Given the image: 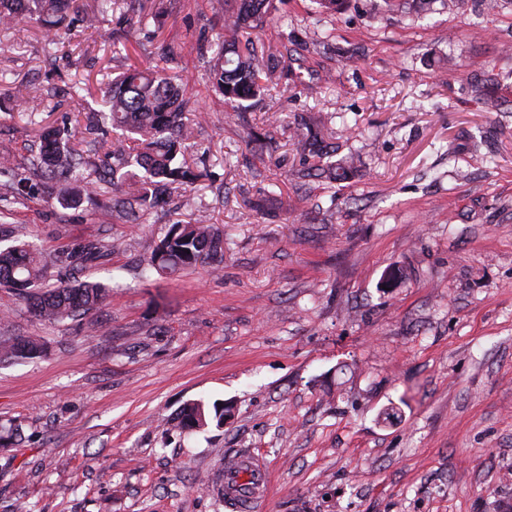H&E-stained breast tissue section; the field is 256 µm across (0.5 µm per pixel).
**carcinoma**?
Returning <instances> with one entry per match:
<instances>
[{
    "mask_svg": "<svg viewBox=\"0 0 512 512\" xmlns=\"http://www.w3.org/2000/svg\"><path fill=\"white\" fill-rule=\"evenodd\" d=\"M140 0H96L98 8L81 13L73 0H0V24L15 23L22 18L65 20L69 9L81 14L87 28L98 17L117 11V21L131 24ZM279 0H224V34L211 44L209 69L212 88L224 96L227 117L242 107V102L262 100L275 89L290 86L310 88L292 64L295 49L284 40L278 46H265L258 33L269 22L288 26V17L279 13ZM388 6L409 17L433 9L434 0H386ZM103 117L109 119L117 133L109 146H96L90 138L92 129L76 125L64 129L47 128L39 136L33 155V170L47 182L58 185L62 205L76 203L84 195H93L112 186L110 208L124 223L135 224L138 214L150 209L158 196L173 185L189 186L200 174L186 158V141L190 139L186 115L197 111L187 84L177 82L158 65L143 67L131 64L114 77L102 91ZM300 155L319 159L317 168L301 167L296 179L309 177L336 179L338 171L353 163L348 156L336 163V145L326 139L320 127H311L299 140ZM0 185L22 195L27 192L28 178L18 172L8 159L0 161ZM111 248L89 243L77 251L62 252L58 262L73 268L101 265L108 260ZM145 270L175 274L186 267L206 264L218 271L224 265V231L201 221L169 225L149 257ZM0 285L21 293L35 290L30 306L35 316L48 322H61L86 315L103 301L108 288L98 282H76L52 274L46 258L24 242L0 248ZM42 346L34 339H1L0 362L16 358H34ZM209 414L204 403L183 406L180 425L184 428L207 426L209 417L223 424L224 412L213 405Z\"/></svg>",
    "mask_w": 512,
    "mask_h": 512,
    "instance_id": "obj_1",
    "label": "carcinoma"
}]
</instances>
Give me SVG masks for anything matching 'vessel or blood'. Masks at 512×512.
Here are the masks:
<instances>
[{
  "instance_id": "obj_1",
  "label": "vessel or blood",
  "mask_w": 512,
  "mask_h": 512,
  "mask_svg": "<svg viewBox=\"0 0 512 512\" xmlns=\"http://www.w3.org/2000/svg\"><path fill=\"white\" fill-rule=\"evenodd\" d=\"M270 491V472L264 460L247 450L224 464V499L232 512H258Z\"/></svg>"
}]
</instances>
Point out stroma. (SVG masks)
Returning <instances> with one entry per match:
<instances>
[{"label": "stroma", "mask_w": 512, "mask_h": 512, "mask_svg": "<svg viewBox=\"0 0 512 512\" xmlns=\"http://www.w3.org/2000/svg\"><path fill=\"white\" fill-rule=\"evenodd\" d=\"M133 40L187 78L207 121L190 157L224 187L177 189L140 223L106 197L62 206L46 184L0 207V230L44 256L112 243L87 281L96 310L48 323L0 287V336L45 354L0 365V512H228L224 460L249 448L270 467L261 512H512V0H473L410 22L347 0H281L290 24L261 32L316 43L301 76L336 81L309 97L224 120L202 47L224 30V0H164ZM115 26L0 28V70L44 100L24 112L0 86V158L26 167L42 127L87 124L126 64ZM501 103L488 110L474 88ZM264 150L248 131L270 112ZM326 122L359 167L296 191L299 124ZM209 216L224 268L140 275L166 224ZM233 404L224 426L181 430L186 402Z\"/></svg>", "instance_id": "stroma-1"}]
</instances>
